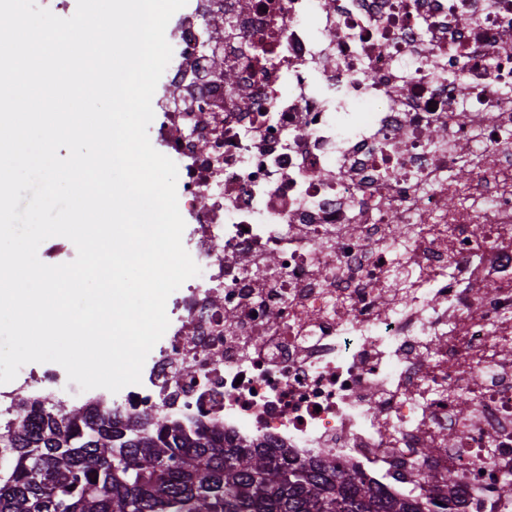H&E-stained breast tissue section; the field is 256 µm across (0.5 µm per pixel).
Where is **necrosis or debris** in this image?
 Returning a JSON list of instances; mask_svg holds the SVG:
<instances>
[{
	"instance_id": "1",
	"label": "necrosis or debris",
	"mask_w": 512,
	"mask_h": 512,
	"mask_svg": "<svg viewBox=\"0 0 512 512\" xmlns=\"http://www.w3.org/2000/svg\"><path fill=\"white\" fill-rule=\"evenodd\" d=\"M172 45L155 142L204 275L140 384L37 363L0 428L24 391L512 512V0H189Z\"/></svg>"
}]
</instances>
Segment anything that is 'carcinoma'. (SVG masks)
Here are the masks:
<instances>
[{
	"label": "carcinoma",
	"instance_id": "cac0c4a2",
	"mask_svg": "<svg viewBox=\"0 0 512 512\" xmlns=\"http://www.w3.org/2000/svg\"><path fill=\"white\" fill-rule=\"evenodd\" d=\"M0 428V512H445L352 479L335 458L300 461L224 443L163 418L123 422L14 400Z\"/></svg>",
	"mask_w": 512,
	"mask_h": 512
}]
</instances>
